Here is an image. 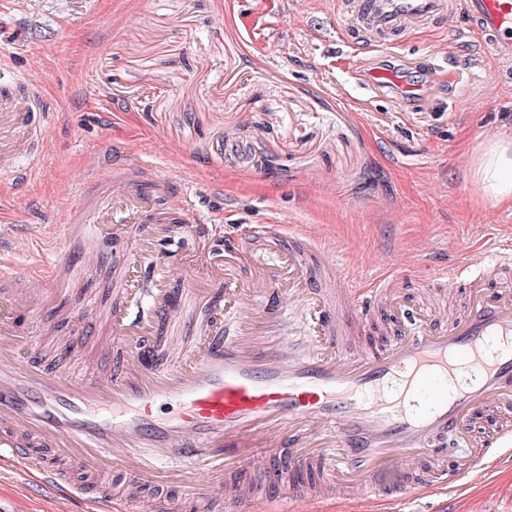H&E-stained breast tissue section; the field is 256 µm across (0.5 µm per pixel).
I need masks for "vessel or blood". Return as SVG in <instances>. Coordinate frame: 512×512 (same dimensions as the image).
I'll return each mask as SVG.
<instances>
[{
    "label": "vessel or blood",
    "instance_id": "vessel-or-blood-1",
    "mask_svg": "<svg viewBox=\"0 0 512 512\" xmlns=\"http://www.w3.org/2000/svg\"><path fill=\"white\" fill-rule=\"evenodd\" d=\"M342 9L348 30L382 50L390 35L461 13L468 35L487 48L496 78L512 83V0H344ZM393 79L389 70L374 67L364 83L381 97ZM51 119L34 88L0 76V161L37 158ZM116 172L121 190L88 186L64 229L69 236L97 238L117 303L96 320L125 337L131 355L106 378L63 374L34 350L19 355L17 312L0 293V352L11 355L0 361L1 468L37 476L57 495L81 496L91 512L117 506L135 512L133 500H115L111 491L75 484L46 466V454L59 448L72 467L95 470L99 456L109 452L148 483L152 476L138 465L137 448H160L185 462L208 451L224 462L251 448L254 429L271 427L279 469L316 464L325 449H333L330 474L347 476L367 504L381 496L403 500L440 492L449 482L487 471L499 450L512 447V425L496 422L512 413V288L482 282L493 268L511 279V257L472 255L436 270V280L455 278L468 288L457 318L445 326L400 294L394 274L365 289L355 271H347L352 286L340 312L318 278L319 267L336 261L331 245L278 224L220 233L191 196L173 203L171 182L153 167L123 165ZM116 224H146L150 232L130 253L112 231ZM181 235L210 239L198 261L222 296L186 291L177 312L171 269L157 246ZM246 288L263 297V317L271 325L286 318L281 294L307 300L314 309L316 350L287 358L258 337L252 311L240 305ZM380 310L390 314L393 341L343 361L336 353L340 337L350 327L370 325ZM164 332L198 337L202 347L185 364L170 365L154 355V338ZM162 404L175 407V416L160 417ZM299 420L310 425L315 449L295 431ZM459 454L466 467L444 477L446 461ZM399 459L419 462L427 476L390 478L388 469ZM252 500L249 484H229L226 512H241Z\"/></svg>",
    "mask_w": 512,
    "mask_h": 512
}]
</instances>
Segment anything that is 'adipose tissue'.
I'll return each instance as SVG.
<instances>
[{"label":"adipose tissue","mask_w":512,"mask_h":512,"mask_svg":"<svg viewBox=\"0 0 512 512\" xmlns=\"http://www.w3.org/2000/svg\"><path fill=\"white\" fill-rule=\"evenodd\" d=\"M479 198L491 204L512 201V140L497 139L481 145L472 168Z\"/></svg>","instance_id":"ef3b65f1"}]
</instances>
